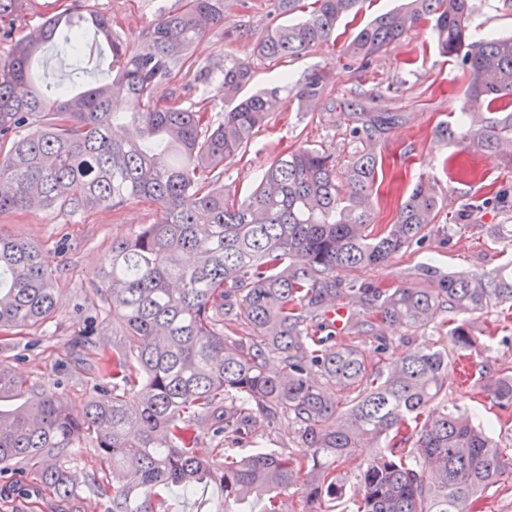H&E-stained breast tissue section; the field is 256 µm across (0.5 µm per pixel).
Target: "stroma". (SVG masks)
I'll return each instance as SVG.
<instances>
[{"label": "stroma", "mask_w": 512, "mask_h": 512, "mask_svg": "<svg viewBox=\"0 0 512 512\" xmlns=\"http://www.w3.org/2000/svg\"><path fill=\"white\" fill-rule=\"evenodd\" d=\"M401 0H365L355 20H342L338 46H318L295 59L270 61L253 54L255 44L278 19L272 0H234L224 23L241 27L244 35L228 43L211 33L193 47V67L230 53L249 61L253 79L248 92L278 89V103L244 153L224 164V199L239 202L259 176L279 156L298 147H318L347 160L352 146L350 126L340 103L352 94L377 91L383 107L403 112L407 120L396 126L374 149L384 161V176L372 200L377 227L393 223L400 204L413 186L429 180L442 202L421 244L395 253L382 265L341 273L343 283L367 281L383 288L424 287L418 269L433 265L440 274L451 271L492 272L512 259V234L490 238V228L512 225V169L498 155L480 153L442 140L438 125L464 103L466 77L457 60L439 53L430 23L412 29L386 51L374 56L365 71L350 68L339 49L367 22L400 4ZM91 8L113 21L123 39L141 40L163 13L182 0H89ZM470 33L512 35V0H473ZM325 69L327 102L302 108L292 93L296 82L312 69ZM39 84L62 83L79 89L103 79L102 68L81 66L71 55L46 49L35 64ZM158 217L156 204L135 201L122 208L93 209L83 214L64 210H27L0 215V232L34 242L47 252L56 270V309L32 329L0 333V359L9 362L18 378L42 386L58 385L75 416H82L94 394L98 353L118 347L133 349L119 317L100 295L98 271L113 240L124 238ZM448 314L437 311L426 330L387 331L389 358L423 345L449 348ZM445 390L439 404L468 412L475 421L489 423L502 444L512 445V407L492 409L479 388L462 385L456 362H449ZM62 463L80 496L82 512H102L99 499L90 497L88 484L100 461L92 442L69 450ZM36 483L29 465L12 464L0 475V512H67Z\"/></svg>", "instance_id": "obj_1"}]
</instances>
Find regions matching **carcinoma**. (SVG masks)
<instances>
[{
	"mask_svg": "<svg viewBox=\"0 0 512 512\" xmlns=\"http://www.w3.org/2000/svg\"><path fill=\"white\" fill-rule=\"evenodd\" d=\"M29 0H0V22ZM363 0H313L297 22L273 26L254 47L269 60L297 58L333 40L340 19ZM472 0H406L376 16L344 48L372 58L422 21L432 23L441 54L469 72L463 116L442 123L453 143L499 152L512 142V36L474 40ZM224 27V0H184L161 15L131 50L112 19L74 0L47 13L0 55V215L38 203L71 213L158 204L159 218L112 243L98 272L104 297L120 315L132 351L112 350V388H97L84 417L73 418L62 394L26 385L0 361V474L31 462L37 483L61 501L75 500L59 459L89 438L112 484L91 476L89 492L104 512H171L169 492L200 499L204 512H332L343 470L367 441L379 454L353 474L359 491L350 512H480L491 488L512 489V453L457 410L438 408L448 352L423 346L394 366L383 328L423 330L447 309L455 350L481 346L462 313H498L488 333L512 332V262L493 275L430 268L431 288H378L354 282L365 316L366 351L320 335L327 308L343 292L337 273L383 263L425 238L439 210L434 186L418 183L394 223L376 231L371 198L383 160L373 143L403 124L379 94L342 102L354 143L339 169L332 152L300 147L278 158L238 203L224 201V161L246 149L278 90L239 97L251 68L238 57L201 67L195 81L221 80L215 96L233 103L221 120L210 100L161 101L157 88L181 74L194 42ZM111 55L112 80L78 91L32 80L47 46L83 52L88 35ZM142 102L130 115L112 111L114 91ZM302 105L325 96L324 74L298 82ZM25 128V135L16 136ZM55 269L35 244L0 232V331L43 323L54 311ZM237 325L243 336H227ZM487 398L512 405V372ZM286 416L297 451L252 448L264 422ZM218 440L214 455L196 452L200 434Z\"/></svg>",
	"mask_w": 512,
	"mask_h": 512,
	"instance_id": "1",
	"label": "carcinoma"
}]
</instances>
